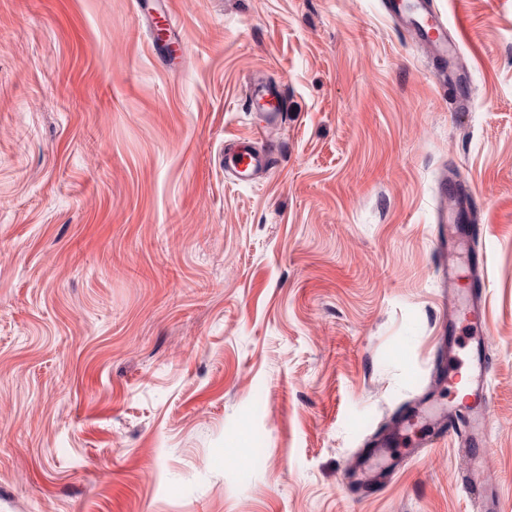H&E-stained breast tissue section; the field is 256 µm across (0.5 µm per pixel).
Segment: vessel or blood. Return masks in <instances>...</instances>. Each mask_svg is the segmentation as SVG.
Instances as JSON below:
<instances>
[{"instance_id": "vessel-or-blood-1", "label": "vessel or blood", "mask_w": 512, "mask_h": 512, "mask_svg": "<svg viewBox=\"0 0 512 512\" xmlns=\"http://www.w3.org/2000/svg\"><path fill=\"white\" fill-rule=\"evenodd\" d=\"M418 10L417 19L403 20V28L429 50L440 82L464 84L467 77L456 65L458 44L449 40L447 26L431 10V0H420ZM245 104L247 109L262 113L263 123L255 130L253 137L225 142L224 168L238 181L253 182L275 167L279 151L276 134L285 117V103L275 87L257 82L251 86ZM485 288L484 278L475 276L468 301L449 299V319L463 314L480 317ZM488 342V337H479L476 346L460 359L467 368L468 396L473 400L469 412H461L453 406H439L426 417L435 438L456 439L461 444L460 453L467 461L464 485L470 496L472 512H498L497 496L485 487L482 475L475 466L476 459L484 452L485 420L481 403L488 398L486 379L490 368L485 357ZM400 467V461L388 456L383 446L379 445L370 451L366 463L354 468L353 477L360 486L370 487L380 473L393 472Z\"/></svg>"}]
</instances>
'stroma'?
<instances>
[{"label":"stroma","instance_id":"1","mask_svg":"<svg viewBox=\"0 0 512 512\" xmlns=\"http://www.w3.org/2000/svg\"><path fill=\"white\" fill-rule=\"evenodd\" d=\"M0 0V512H469L456 443L349 465L456 400L484 256L485 483L512 512V0L463 25L467 106L383 0ZM278 166L224 171L249 79ZM476 232L443 251L441 198ZM486 288L485 279L476 274L470 292V298L465 305L456 298H448V320L454 321L460 315L480 317L484 307V290ZM463 311V312H462ZM383 447V444L377 445L368 454L366 463L352 468L354 480L361 487H371L380 473L394 472L402 467V461L388 456Z\"/></svg>","mask_w":512,"mask_h":512}]
</instances>
